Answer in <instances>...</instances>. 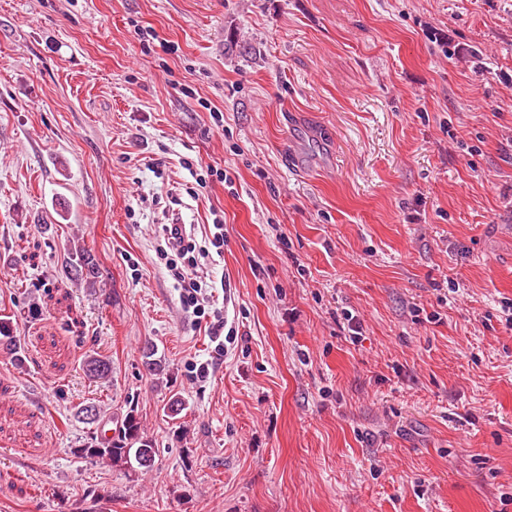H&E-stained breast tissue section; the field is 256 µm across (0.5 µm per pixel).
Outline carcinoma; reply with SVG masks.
<instances>
[{
	"label": "carcinoma",
	"instance_id": "carcinoma-1",
	"mask_svg": "<svg viewBox=\"0 0 512 512\" xmlns=\"http://www.w3.org/2000/svg\"><path fill=\"white\" fill-rule=\"evenodd\" d=\"M64 271L67 275L84 282L92 288L96 283L97 267L94 258L82 247L72 249L65 259ZM0 343L6 345L16 365L25 361L22 349L13 336V322L8 315H0ZM143 358L146 370L156 379L165 375L166 365L156 357L154 345L144 347ZM85 375L101 384L109 382L112 374V361L101 354L88 355L82 362ZM75 416L82 423L93 424L99 420L100 411L93 403H82L76 407ZM80 458L98 459L114 467L129 468L148 472L154 465L157 455L155 442L145 432L142 421L134 407L116 419L112 437L100 441L92 440L82 448L74 449Z\"/></svg>",
	"mask_w": 512,
	"mask_h": 512
}]
</instances>
